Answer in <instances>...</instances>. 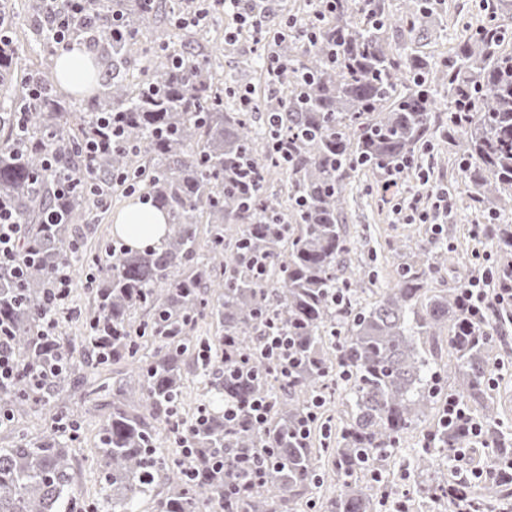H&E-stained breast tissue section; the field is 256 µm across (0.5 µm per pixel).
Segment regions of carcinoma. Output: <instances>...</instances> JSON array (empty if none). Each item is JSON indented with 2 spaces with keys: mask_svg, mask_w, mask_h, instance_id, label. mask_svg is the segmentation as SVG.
Wrapping results in <instances>:
<instances>
[{
  "mask_svg": "<svg viewBox=\"0 0 512 512\" xmlns=\"http://www.w3.org/2000/svg\"><path fill=\"white\" fill-rule=\"evenodd\" d=\"M0 0L8 38L0 44V197L13 219L28 225L25 245L38 252L23 284L0 270V321L12 331V350L42 366L55 358L68 367L35 390L21 376L0 387V405L19 416L53 401L68 405L79 368L75 348L61 336H37L48 307L52 270L80 261V224L103 201L76 182L86 164L104 182L118 179L126 193L141 192L167 215L161 245L143 251L108 247L87 259L98 270V287L86 315L89 335L81 354L87 367L127 362L129 376L112 388L88 392L111 408L99 439L112 512H138L151 498L152 512H375L394 495L384 473L404 435L432 418L409 462L420 477L422 499L449 510L448 487L462 489L470 512H490L512 499V481L495 464L512 458V430L499 418L490 378L506 310L492 307L475 320L460 305L462 282L435 290L429 281L448 262L443 251L401 253L393 285L369 307L359 298L363 280L346 272L349 252L343 224L351 173H385L405 163L433 124L448 113L441 134L458 147L475 204H512V49L500 23L512 0L488 7L484 25L451 55L435 60L405 53L389 42L398 22L407 32L420 24L428 3L404 0L398 16L384 0L359 10L356 0H337L336 12L318 20L306 6L305 24L317 38L304 43L268 32L269 51L286 66L269 74L263 53L251 63L272 92L241 106L250 87L237 74L220 75L213 54L143 45V32L161 11L182 18L179 0H87L74 37L94 52L105 78L86 100L63 95L53 78L29 72L18 80L23 49L13 38L19 15ZM151 67L129 75L134 47ZM124 116L125 141L88 161L84 136L105 113ZM278 112L282 125L255 124L254 113ZM286 139L283 159L272 143ZM56 158L44 171L46 152ZM288 174V203L266 191L269 176ZM206 225L200 251L198 225ZM489 235L500 254L512 257V224H494ZM262 258L264 275L247 267ZM342 294L344 306L332 300ZM142 311L145 319L136 321ZM215 318L220 365L203 368L204 389L219 405L192 428V454L182 466L161 461L155 423L174 418L183 395L182 371L193 357L198 322ZM293 345L288 377L282 364L262 355L266 318ZM453 355L439 363V344ZM344 390L352 404L334 448H316L300 429L315 397L330 400ZM482 426L487 456L483 478L459 483L435 473L438 460L464 446L466 428L445 419L448 398ZM270 402L267 421H228L222 403L247 410L255 399ZM264 461V479L235 498L228 481L241 455ZM331 459L344 477L332 496H316L323 481L318 461ZM194 470L190 480L182 468ZM74 482L66 441L47 430L37 441L0 448V512H69ZM161 492H155L159 486Z\"/></svg>",
  "mask_w": 512,
  "mask_h": 512,
  "instance_id": "carcinoma-1",
  "label": "carcinoma"
}]
</instances>
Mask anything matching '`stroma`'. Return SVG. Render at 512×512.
I'll list each match as a JSON object with an SVG mask.
<instances>
[{"label": "stroma", "mask_w": 512, "mask_h": 512, "mask_svg": "<svg viewBox=\"0 0 512 512\" xmlns=\"http://www.w3.org/2000/svg\"><path fill=\"white\" fill-rule=\"evenodd\" d=\"M441 14L442 21L423 19L417 36H410L399 27H391L388 35L391 41L408 45L427 55L440 59L454 50L470 28L480 24L484 17L482 0H445ZM209 39L201 43L203 51L221 50V62L225 70L232 71L246 59L254 57L256 45L252 39H240L232 46L224 44V26L213 23L209 26ZM444 156L442 166L431 163L432 156ZM414 156L427 169L430 181L447 190L453 200V209L443 222V232L432 235L427 224L410 222L408 199L417 188L414 176L403 179L399 191L382 192L378 183L379 175L356 174L352 180L350 201L345 213V222L350 239L347 259L351 268L360 271L367 291L361 298L362 304L373 303L377 289L388 286L395 276V268L401 245L413 248L421 246L430 249H444L448 264L435 274L432 286L448 290L457 287L462 277L473 271L479 257H486L490 265H501L502 259L489 239L473 240L470 228L482 212L475 208L468 197V187L462 175V166L451 144L440 139L438 134L427 137L425 145L419 146ZM133 201L132 196L116 191L108 205L94 213L82 224L83 249L87 254L100 252L110 244L113 218ZM74 287L70 296V311L63 315V333L74 342H81L85 334V315L92 303L93 290L90 286L97 273L88 265H77L74 269ZM126 364L103 365L95 369L80 370L84 383L71 394L68 408L77 424V436L69 444L75 469L76 500L85 505L100 507L103 497V469L101 455L97 450L101 426L110 410L86 399V392L98 385L111 384L118 373L126 371ZM422 428L409 431L389 460L390 475L395 488L403 493L414 491L416 478L408 461L413 448L420 444Z\"/></svg>", "instance_id": "obj_1"}]
</instances>
